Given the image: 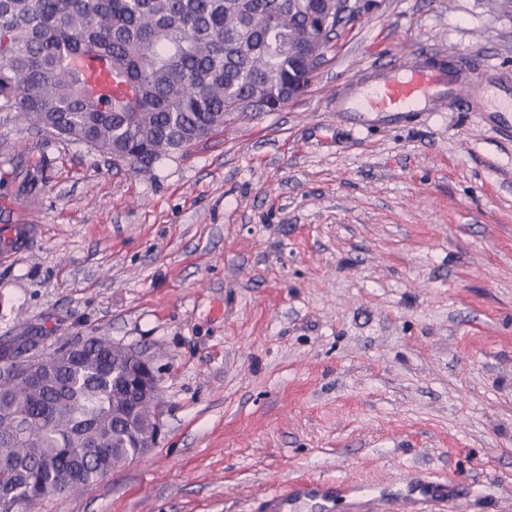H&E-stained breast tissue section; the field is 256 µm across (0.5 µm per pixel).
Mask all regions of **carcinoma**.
Returning <instances> with one entry per match:
<instances>
[{"mask_svg": "<svg viewBox=\"0 0 512 512\" xmlns=\"http://www.w3.org/2000/svg\"><path fill=\"white\" fill-rule=\"evenodd\" d=\"M343 0H0V108L41 131L107 158L123 154L149 173L169 154L224 129L234 103L283 105L308 86L317 64L305 46L357 18ZM95 55L116 83L112 102L81 96L75 59ZM138 367L134 352L90 336L73 357L43 353L38 382L0 383V512L8 499L32 507L80 492L131 455L151 428L112 420L127 401L113 377Z\"/></svg>", "mask_w": 512, "mask_h": 512, "instance_id": "cac0c4a2", "label": "carcinoma"}]
</instances>
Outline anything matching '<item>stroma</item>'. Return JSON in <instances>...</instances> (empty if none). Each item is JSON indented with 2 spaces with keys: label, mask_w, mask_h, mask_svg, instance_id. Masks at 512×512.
<instances>
[{
  "label": "stroma",
  "mask_w": 512,
  "mask_h": 512,
  "mask_svg": "<svg viewBox=\"0 0 512 512\" xmlns=\"http://www.w3.org/2000/svg\"><path fill=\"white\" fill-rule=\"evenodd\" d=\"M332 44L302 97L148 174L0 110V227H40L0 262V342L109 337L165 402L148 454L30 512H259L307 476L412 472L512 512V135L334 110L421 51L512 76V0H368Z\"/></svg>",
  "instance_id": "stroma-1"
}]
</instances>
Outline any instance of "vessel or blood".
<instances>
[{"mask_svg":"<svg viewBox=\"0 0 512 512\" xmlns=\"http://www.w3.org/2000/svg\"><path fill=\"white\" fill-rule=\"evenodd\" d=\"M463 101L467 111L485 118L491 113L512 112V80L486 64L463 62L458 55L444 53L436 62L412 56L409 62L394 63L372 70L367 80L358 84L354 94H340L336 109L340 112H443L456 101ZM345 482L335 487L320 483L282 486L263 500L264 512H291L296 501L313 504L317 512H331L335 493L348 491ZM458 497L450 482L429 484L414 480L407 492L381 497L365 491L352 504L353 512H371L384 503L388 512H432V505H448Z\"/></svg>","mask_w":512,"mask_h":512,"instance_id":"b4317fda","label":"vessel or blood"}]
</instances>
